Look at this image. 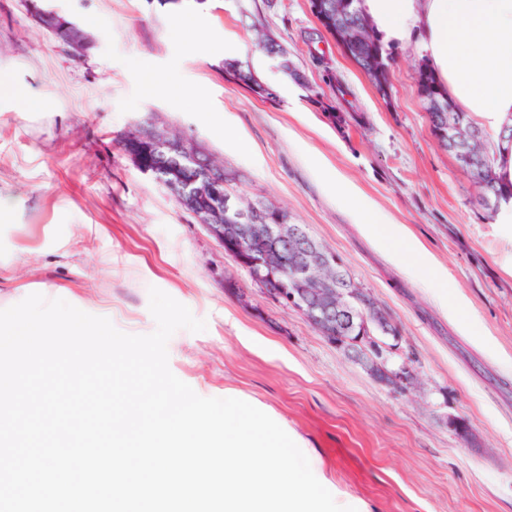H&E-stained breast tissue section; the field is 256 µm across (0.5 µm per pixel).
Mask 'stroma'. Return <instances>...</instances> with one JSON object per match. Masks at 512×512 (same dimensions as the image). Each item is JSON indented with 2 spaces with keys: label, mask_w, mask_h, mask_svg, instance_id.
<instances>
[{
  "label": "stroma",
  "mask_w": 512,
  "mask_h": 512,
  "mask_svg": "<svg viewBox=\"0 0 512 512\" xmlns=\"http://www.w3.org/2000/svg\"><path fill=\"white\" fill-rule=\"evenodd\" d=\"M93 40L85 56L42 29L26 0H0V309L33 293L63 299L146 335L156 287L204 320L178 330L169 368L203 397L238 399L305 442L331 493L368 512H512V226L473 204L477 189L428 130L416 86L421 57L395 46L391 98L335 40H311L309 0H48ZM284 45L299 84L255 45ZM227 58L275 96L228 81ZM346 113L335 125L331 112ZM232 117L214 124L211 114ZM155 123L204 143L237 178L334 252L399 330L404 392L377 381L297 311L266 298L223 246L119 148ZM352 186L404 225L448 274L467 320L388 260L338 200ZM232 278L236 291L224 289ZM464 420L463 441L448 426Z\"/></svg>",
  "instance_id": "1"
}]
</instances>
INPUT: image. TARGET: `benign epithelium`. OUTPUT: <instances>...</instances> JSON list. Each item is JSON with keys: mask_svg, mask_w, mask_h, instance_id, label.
I'll use <instances>...</instances> for the list:
<instances>
[{"mask_svg": "<svg viewBox=\"0 0 512 512\" xmlns=\"http://www.w3.org/2000/svg\"><path fill=\"white\" fill-rule=\"evenodd\" d=\"M347 3L333 4L330 0H310V8L319 24V34H329L333 23L344 15ZM35 21L53 19L46 26L52 36L69 51L85 52L92 44L91 37L74 22L57 12L39 8L32 10ZM342 52L356 65L361 66L358 41L336 40ZM391 58L377 57L371 62L367 79L378 85V94L390 95ZM426 111L436 112L442 118L438 127L430 128L433 138L443 147L450 148L460 168L471 176L479 188L478 198L485 201V180L492 175L494 157L476 155L466 146L456 142V131L464 123L463 114L456 111L443 96H423ZM136 141L152 143L164 150L172 160L171 182L194 199L191 216L208 234L226 248L227 254L248 269L254 283L261 289L274 275H283L282 288L267 293L274 303L292 308L327 341L342 349L354 362L370 375L396 389L406 390L416 382L413 370L402 363L392 369L385 364L386 339H399V334L388 327V319L379 303L362 288H336V275L341 261L296 224L288 223L283 212L277 213L276 223L268 222L260 201L245 200L230 191L226 185L235 180L230 174L219 179L212 172H223V166L213 163L209 149L194 137L172 136L170 131L156 125L139 126ZM359 315L358 336L350 340L336 335V319L351 323L350 310Z\"/></svg>", "mask_w": 512, "mask_h": 512, "instance_id": "obj_1", "label": "benign epithelium"}]
</instances>
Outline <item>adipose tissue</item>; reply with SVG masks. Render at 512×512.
Segmentation results:
<instances>
[{
  "label": "adipose tissue",
  "instance_id": "obj_1",
  "mask_svg": "<svg viewBox=\"0 0 512 512\" xmlns=\"http://www.w3.org/2000/svg\"><path fill=\"white\" fill-rule=\"evenodd\" d=\"M361 9L386 43L415 44L448 97L471 122L499 131L512 116V0H361ZM363 231L390 260L454 304L448 276L355 188L339 193Z\"/></svg>",
  "mask_w": 512,
  "mask_h": 512
}]
</instances>
